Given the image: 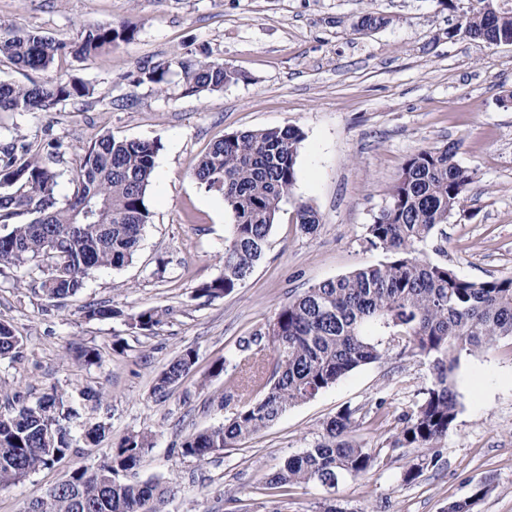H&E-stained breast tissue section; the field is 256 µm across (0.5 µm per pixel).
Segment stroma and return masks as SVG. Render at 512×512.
<instances>
[{
	"label": "stroma",
	"instance_id": "stroma-1",
	"mask_svg": "<svg viewBox=\"0 0 512 512\" xmlns=\"http://www.w3.org/2000/svg\"><path fill=\"white\" fill-rule=\"evenodd\" d=\"M368 11L388 25L356 30ZM0 19L65 42L92 26L137 28L131 41L86 60L62 56L48 73L1 60L0 82L77 77L94 95L52 113L2 114L0 132L36 145L57 137L85 147L107 133L161 145L147 193L152 219L131 264L100 271L61 304L31 277L0 275V321L22 343L20 360H0V412L15 391L33 403L54 389L74 398L91 388L105 397L100 408L83 410L81 423L106 426L98 447L79 445L1 489L0 512H25L72 470L98 464L120 439L141 432L151 433L154 447L139 478L167 488L159 512H319L328 496L320 484L294 488L283 503L263 481L347 407L366 414L359 441L390 462L340 482L335 496L345 512H445L485 483L491 489L473 512H512L511 339L462 357L453 376L456 420L438 444L437 466L412 483L402 474L420 449L391 445L402 415L431 382L427 361L412 355L357 368L207 463L179 452L187 435L241 409L237 400L215 403L238 371L240 339L264 329L289 297L382 261L364 240L366 226L409 154L452 144L457 162L474 173L460 213L444 226L443 252L431 249L428 257L475 283L512 276V46L449 40L456 16L440 0H0ZM185 53L222 59L242 78L197 95L184 93L176 77L163 96L133 86L140 67ZM288 125L305 138L293 200L283 204L264 257L236 292L195 298V288L221 272L229 222L223 199L193 177L199 158L225 135ZM297 201L318 210L315 233L295 223ZM94 303L123 314L86 319ZM149 308L165 311L163 324L132 328L129 315ZM81 346L97 349L100 363L79 362ZM188 349L196 353L189 373L165 396L154 395L157 376ZM218 361L224 370L217 374Z\"/></svg>",
	"mask_w": 512,
	"mask_h": 512
}]
</instances>
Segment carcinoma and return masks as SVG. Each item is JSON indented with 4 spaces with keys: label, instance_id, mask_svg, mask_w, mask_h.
<instances>
[{
    "label": "carcinoma",
    "instance_id": "carcinoma-1",
    "mask_svg": "<svg viewBox=\"0 0 512 512\" xmlns=\"http://www.w3.org/2000/svg\"><path fill=\"white\" fill-rule=\"evenodd\" d=\"M440 0L458 13L448 39L464 35L489 45L512 44V7L499 0ZM389 19L374 12L359 17L357 28L375 30ZM136 27L121 23L83 30L66 43L38 32H15L0 21V57L22 70L45 72L57 58H88L120 42L132 40ZM184 92L224 89L240 74L224 61L208 56H176L143 67L133 80L167 93L172 74ZM94 94L88 83L56 78L43 83L0 82V112L51 113L71 101ZM303 131L297 126L232 133L215 141L201 156L193 175L208 192L224 200L230 216L224 239L221 274L195 288L208 301L240 288L264 257L276 215L291 197L296 158ZM68 150L50 138L32 148L21 135L0 143V274L37 271L40 289L50 300L77 295L102 269H121L138 250L150 220L146 203L160 150L154 140L120 139L108 133L73 152L72 193L58 194L64 172L56 168ZM453 144L410 154L393 184L389 200L366 227L367 244L385 254L365 266L321 282L284 303L265 330L240 341L242 366L237 386L255 393L232 418L186 437L181 455L199 462L234 447L273 424L288 408L305 403L333 387L347 373L401 354L425 358L432 379L415 407L403 415L393 447L424 448L428 454L411 463L403 481L414 480L425 467H435L438 440L448 435L459 402L452 374L462 355L490 350L512 338V277L474 283L448 265L427 259L423 247L444 236L442 225L460 211L473 172L456 160ZM28 215L26 223L15 219ZM295 223L314 233L320 218L310 204H294ZM123 315L111 305L85 307L88 320ZM132 327L152 332L163 314L148 309L130 316ZM272 348L268 368L256 359L262 343ZM21 340L0 322V359L19 357ZM194 350H185L156 379L153 391L163 395L195 364ZM77 411L57 390L35 403L17 401L0 414V488L47 468L69 454L76 442L71 420ZM358 410L346 407L328 420L313 445L289 457L268 476L265 490L287 497L293 488L315 482L334 489L339 482L367 476L377 458L357 441ZM153 448L144 433L122 438L102 464L73 470L68 479L32 502L28 512H156L151 506L162 494L159 485L137 479L143 457Z\"/></svg>",
    "mask_w": 512,
    "mask_h": 512
}]
</instances>
